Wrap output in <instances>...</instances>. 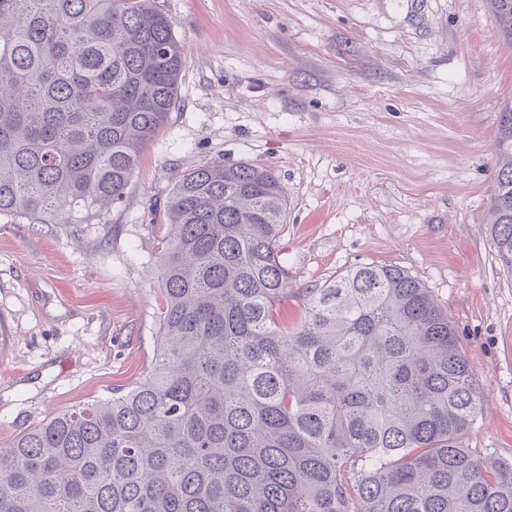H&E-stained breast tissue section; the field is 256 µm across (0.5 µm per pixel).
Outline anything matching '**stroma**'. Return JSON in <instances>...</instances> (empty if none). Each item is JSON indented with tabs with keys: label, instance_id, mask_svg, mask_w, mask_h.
<instances>
[{
	"label": "stroma",
	"instance_id": "1",
	"mask_svg": "<svg viewBox=\"0 0 512 512\" xmlns=\"http://www.w3.org/2000/svg\"><path fill=\"white\" fill-rule=\"evenodd\" d=\"M178 99L123 198L77 224L0 214V444L150 373L163 208L187 169L258 161L288 229L282 315L355 264L396 266L453 322L484 407L464 445L512 462V274L487 237L512 46L487 0H156Z\"/></svg>",
	"mask_w": 512,
	"mask_h": 512
}]
</instances>
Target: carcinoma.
Segmentation results:
<instances>
[{"label": "carcinoma", "mask_w": 512, "mask_h": 512, "mask_svg": "<svg viewBox=\"0 0 512 512\" xmlns=\"http://www.w3.org/2000/svg\"><path fill=\"white\" fill-rule=\"evenodd\" d=\"M512 45V0H489ZM154 0H0V214L122 199L176 103ZM487 232L512 272V101ZM288 199L266 165L186 171L164 208L157 362L0 444V512H512V463L463 438L483 399L428 289L361 264L288 298Z\"/></svg>", "instance_id": "cac0c4a2"}]
</instances>
